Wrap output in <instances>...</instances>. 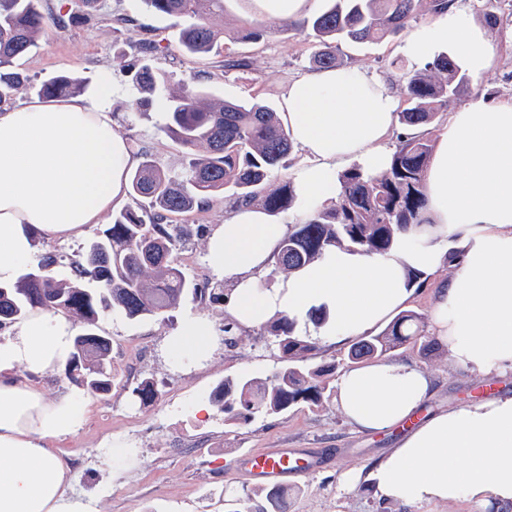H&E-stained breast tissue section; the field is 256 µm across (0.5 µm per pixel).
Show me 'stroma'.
Here are the masks:
<instances>
[{"instance_id": "obj_1", "label": "stroma", "mask_w": 512, "mask_h": 512, "mask_svg": "<svg viewBox=\"0 0 512 512\" xmlns=\"http://www.w3.org/2000/svg\"><path fill=\"white\" fill-rule=\"evenodd\" d=\"M42 8L48 14L78 16L79 21L64 30H49L38 47L20 60V70L37 79L63 73L86 77L97 90L111 81L114 126L134 148L169 169L179 168L182 149L164 129L165 113L158 106L146 112L132 107L134 90L127 66L145 56L139 42L153 44L145 57L167 74L171 84L195 77L215 98L255 100L274 109L288 79L315 69V47L303 36L275 29L257 42L235 39L239 19L253 14L250 0H230L220 49L199 57L182 51L178 20L148 12L142 0H98L92 11L83 0H42ZM488 37L491 66L471 78L462 98L489 95L512 101V21L489 30ZM405 40L400 34L382 42L342 43L336 55L340 66L383 76L398 96L402 75L413 69L401 54ZM228 216V208L219 200L188 217L190 237L177 259L192 279L219 282L207 262V242ZM111 222V216H104L74 241H38V252L55 254L58 272H68L70 260ZM456 274V268L442 267L429 277L427 287L414 292L408 310L421 317L422 335L383 356L387 362L416 364L432 378L431 394L416 413L420 419L486 399L490 384L497 393L512 394L511 372L487 376L458 366L432 334L436 290ZM191 318L207 319L215 340L205 361L187 367L170 359L165 340ZM224 322L222 306L190 297L165 321L151 317L131 321L114 312L100 318L97 331L112 343L108 364L112 386L108 392L90 394L89 414L75 434L51 443L75 473V492L91 499L97 512H230L235 498L262 489L243 471V455L272 448H304L317 458L316 468L307 476L284 481L283 512H475L466 499L448 505L402 506L381 501L363 481L344 487L346 473H368L402 436L398 428L355 429L340 411L334 397L341 375L336 365L347 345L318 340L302 359L304 365L328 370L324 380L329 395L320 405L304 404L279 415L255 416L236 428L225 426L214 399L216 391L243 375L266 378L279 367L280 353L265 328L241 329L228 339ZM146 379L158 391L156 402L149 406L135 402L131 395ZM199 403L208 406L209 417L196 416L194 407ZM109 440L133 444L134 454L126 463L114 462L105 446Z\"/></svg>"}]
</instances>
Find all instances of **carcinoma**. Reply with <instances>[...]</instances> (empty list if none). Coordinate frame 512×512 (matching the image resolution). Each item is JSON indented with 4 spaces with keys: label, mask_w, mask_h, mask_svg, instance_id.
Masks as SVG:
<instances>
[{
    "label": "carcinoma",
    "mask_w": 512,
    "mask_h": 512,
    "mask_svg": "<svg viewBox=\"0 0 512 512\" xmlns=\"http://www.w3.org/2000/svg\"><path fill=\"white\" fill-rule=\"evenodd\" d=\"M228 0H143L146 10L180 21L179 45L191 56L221 46ZM452 0H328L314 17L281 21L280 31L303 34L318 47L314 63L336 67V46L342 42L380 41L407 29L421 10L438 14ZM76 22L70 16L48 17L40 0H0V106L23 91L41 99L80 95L87 83L60 74L34 81L15 70L16 62L31 54L47 29ZM235 32L258 41L266 27L258 20L241 23ZM139 94L134 106L146 112L163 101L167 134L184 154L180 170H170L155 159L143 160L128 178L133 205L112 218L102 233L70 264V275L51 272L54 256L43 257L11 286H0V328L22 320L32 309L81 319L86 331L74 338L65 374L92 392L111 388L107 361L108 337L96 332L101 314L119 312L134 320L149 316L165 320L190 295L214 305L224 304V289L190 280L176 262L183 245L177 217L208 209L224 193L241 205L256 204L274 215L293 208L292 183L266 188L273 170L282 166L293 149L278 114L259 103L214 101L210 90L192 77L177 90L165 92L168 76L145 59L130 65ZM469 77L450 58L441 56L424 69L403 76L406 107L400 123L408 132L397 136L387 169L367 174L353 166L339 174L341 191L330 207H317L290 229L272 256L273 267L288 274L336 248L367 256L390 252L396 239L418 224L428 223L425 172L434 150L430 126L438 107L458 99ZM97 283L85 287V281ZM421 317L401 314L382 332L360 338L349 360L383 355L396 344L421 335ZM281 352V366L259 380L240 377L223 386L216 397L230 426L247 423L257 413L280 414L301 404L316 405L327 387L324 370L298 364L313 349L312 342L295 334L294 322L282 315L267 325ZM132 394L143 405L158 398L154 383L141 382ZM284 490H265V502L239 497L232 512H281Z\"/></svg>",
    "instance_id": "obj_1"
}]
</instances>
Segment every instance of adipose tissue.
<instances>
[{
	"mask_svg": "<svg viewBox=\"0 0 512 512\" xmlns=\"http://www.w3.org/2000/svg\"><path fill=\"white\" fill-rule=\"evenodd\" d=\"M401 52L414 64L454 56L475 77L491 64L485 27L452 7L413 33ZM280 105L304 154L291 175L298 214L335 202L346 164L370 174L388 167L398 100L380 78L357 68L318 69L288 81ZM135 163L103 96L31 99L1 112L0 284L16 283L35 264L38 239L73 240L98 223L123 200ZM425 185L429 223L399 237L389 255L337 249L268 287L267 260L289 227L261 207L230 204L207 254L230 288V321L259 328L285 314L297 335L344 343L404 307L412 296L409 274L436 272L453 245L463 264L437 291L435 339L464 368L512 372V102L479 98L449 113ZM315 308L325 313L318 324L309 319ZM75 334L67 319L36 309L0 342V512H93L47 445L78 431L88 399L52 398L15 377L20 370L58 372ZM212 341L210 323L193 318L167 347L176 363L193 364ZM432 388L427 373L404 362L354 367L337 381L336 402L352 426L404 429L368 474L378 498L466 499L479 512L512 502V395L415 420Z\"/></svg>",
	"mask_w": 512,
	"mask_h": 512,
	"instance_id": "adipose-tissue-1",
	"label": "adipose tissue"
}]
</instances>
